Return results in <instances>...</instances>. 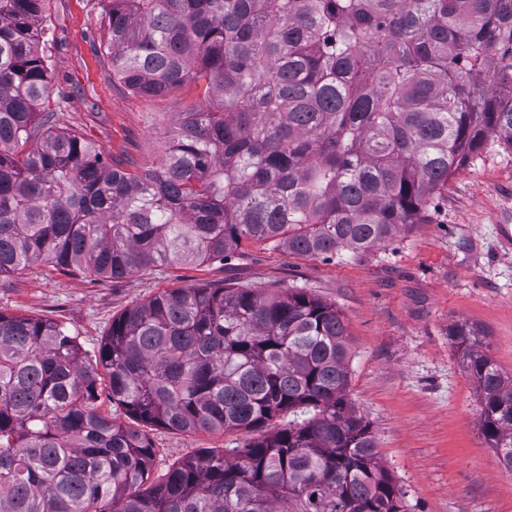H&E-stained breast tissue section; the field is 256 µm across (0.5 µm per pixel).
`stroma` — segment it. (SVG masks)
<instances>
[{"mask_svg":"<svg viewBox=\"0 0 512 512\" xmlns=\"http://www.w3.org/2000/svg\"><path fill=\"white\" fill-rule=\"evenodd\" d=\"M110 0H45L53 74L46 111L93 141L112 165L142 170L161 157L177 115L208 106L204 84L162 98L131 93L112 75L104 17ZM301 288L335 305L349 343V394L370 424L408 512H512V473L479 432L474 380L448 335L485 334L512 376V151L491 145L448 179L427 223L399 230L369 254L297 256L244 245L228 261L172 264L102 279L41 264L0 277V308L65 325L94 360L114 318L175 288ZM153 476L206 449L242 447L241 431L186 436L148 428Z\"/></svg>","mask_w":512,"mask_h":512,"instance_id":"1","label":"stroma"}]
</instances>
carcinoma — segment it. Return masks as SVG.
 <instances>
[{
    "label": "carcinoma",
    "mask_w": 512,
    "mask_h": 512,
    "mask_svg": "<svg viewBox=\"0 0 512 512\" xmlns=\"http://www.w3.org/2000/svg\"><path fill=\"white\" fill-rule=\"evenodd\" d=\"M43 4L0 0V277L121 278L244 242L365 254L489 144L512 149V0H111L129 91L203 80L218 100L139 172L47 128ZM449 336L512 471V378L476 329ZM102 372L139 427L97 410ZM348 385L342 318L302 289L166 290L112 320L94 364L63 325L0 309V512H406ZM148 426L250 438L153 479Z\"/></svg>",
    "instance_id": "obj_1"
}]
</instances>
